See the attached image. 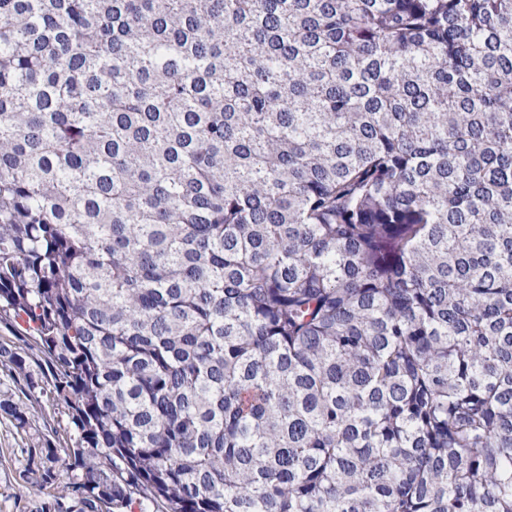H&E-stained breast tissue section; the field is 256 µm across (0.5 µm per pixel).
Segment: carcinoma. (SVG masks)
<instances>
[{"label": "carcinoma", "mask_w": 512, "mask_h": 512, "mask_svg": "<svg viewBox=\"0 0 512 512\" xmlns=\"http://www.w3.org/2000/svg\"><path fill=\"white\" fill-rule=\"evenodd\" d=\"M0 325L41 512H512V0H0Z\"/></svg>", "instance_id": "carcinoma-1"}]
</instances>
